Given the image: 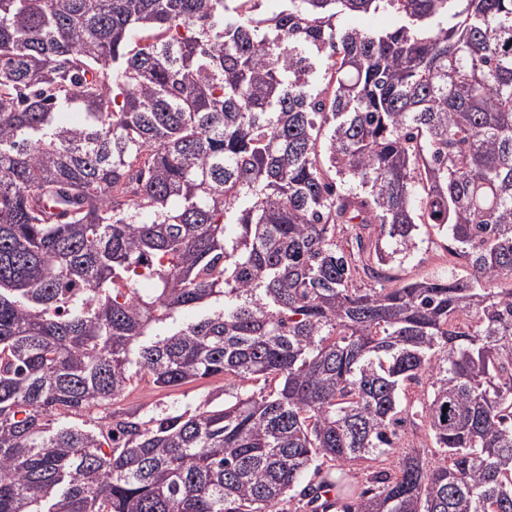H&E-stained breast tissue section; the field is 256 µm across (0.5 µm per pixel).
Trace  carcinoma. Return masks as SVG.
<instances>
[{"instance_id":"cac0c4a2","label":"carcinoma","mask_w":512,"mask_h":512,"mask_svg":"<svg viewBox=\"0 0 512 512\" xmlns=\"http://www.w3.org/2000/svg\"><path fill=\"white\" fill-rule=\"evenodd\" d=\"M261 2L0 0V512H512V0ZM420 233L424 239L420 249L402 264H393L390 276L397 277L399 281L423 280L448 265V239L429 224H422ZM207 400H213L212 404L224 400V378L222 376L201 379L171 389H159L154 387L147 377L138 378L135 379L116 407L138 410L139 416L147 421L155 416L161 408L177 406L181 409L189 407L194 410ZM401 446L404 448H423L425 458L430 465H434L437 461L436 448L430 447V441L426 440L423 429L412 430L410 427L406 428L405 433L402 435Z\"/></svg>"}]
</instances>
